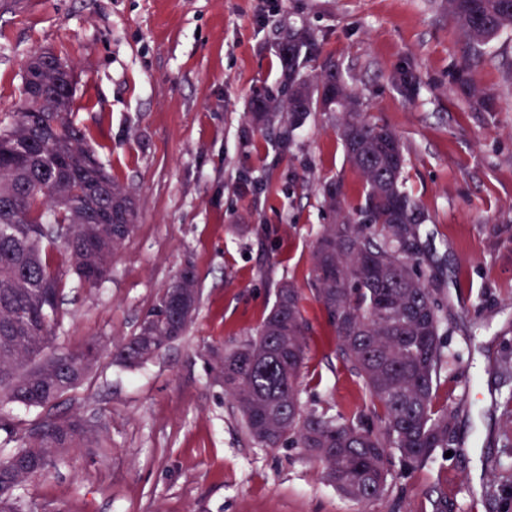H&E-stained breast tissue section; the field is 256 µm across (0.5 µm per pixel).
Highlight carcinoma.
<instances>
[{"mask_svg":"<svg viewBox=\"0 0 512 512\" xmlns=\"http://www.w3.org/2000/svg\"><path fill=\"white\" fill-rule=\"evenodd\" d=\"M443 7L473 57L512 30V0H444ZM313 46L305 35L288 34L280 46L285 98L255 100L251 120L295 129L313 112L344 115L339 135L363 190L354 203L342 182L324 185L323 207L337 218L316 240L309 287L334 332L339 358L362 379L369 406L357 425L303 409L299 384L310 326L302 293L288 281L278 285L256 336L207 345L204 356L255 442L277 448L291 441L316 460L324 480L367 501L387 488L390 449L409 473L448 447L453 413L433 401L443 368L441 307L418 271L417 203L402 182L407 159L400 138L362 117L360 99L335 62H324L313 83L303 76ZM452 80L471 107L488 108L471 70L456 71ZM391 82L414 96L412 73L398 70ZM74 107L72 70L51 54L40 84L22 75L20 107L0 127V433L13 444L0 455V512H24L21 486L64 462L69 449L103 447L99 430L75 413L27 426L13 418L17 405L56 408L89 382L101 358L94 339L75 349L54 345L63 293L55 250L63 248L79 281L95 287L86 271L109 275L112 256L139 216L136 199L113 180L74 121ZM100 211L109 212L112 223H96ZM182 274L193 288L188 317L172 318V297L163 291L133 336L112 346L115 362L139 366L184 336L199 295L195 266L186 263Z\"/></svg>","mask_w":512,"mask_h":512,"instance_id":"obj_1","label":"carcinoma"}]
</instances>
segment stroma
<instances>
[{"label":"stroma","instance_id":"35a3bbf8","mask_svg":"<svg viewBox=\"0 0 512 512\" xmlns=\"http://www.w3.org/2000/svg\"><path fill=\"white\" fill-rule=\"evenodd\" d=\"M291 30L316 44L308 77L336 61L364 116L399 135L423 219L420 272L443 308L436 403L454 412L452 437L412 476L393 460L387 491L367 502L338 493L303 449L255 443L200 358L253 335L281 281L306 288L316 234L333 220L322 184L362 190L341 113H311L286 147L280 127L248 120L256 98L281 91ZM44 51L73 69L75 120L139 219L96 287L56 257L58 345L103 347L60 408L97 423L106 446L71 449L28 482L20 495L35 512H436L442 499L448 512H512V36L472 69L494 104L476 112L451 83L467 57L440 0H0V120ZM401 68L415 99L390 81ZM188 262L200 302L186 334L140 366L113 362V343ZM303 305L301 403L357 421L363 382L319 306Z\"/></svg>","mask_w":512,"mask_h":512}]
</instances>
